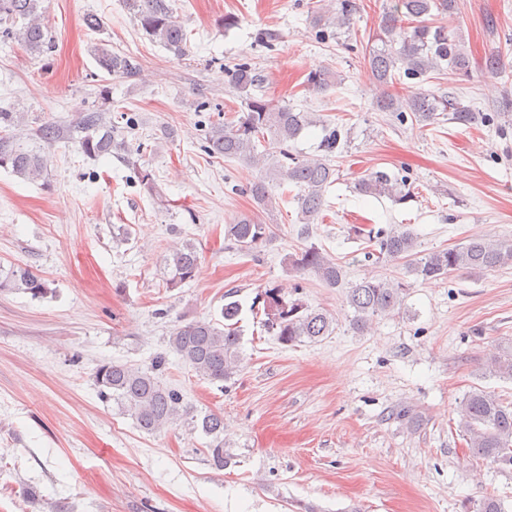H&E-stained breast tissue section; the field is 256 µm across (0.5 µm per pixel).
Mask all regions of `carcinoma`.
Wrapping results in <instances>:
<instances>
[{
	"mask_svg": "<svg viewBox=\"0 0 512 512\" xmlns=\"http://www.w3.org/2000/svg\"><path fill=\"white\" fill-rule=\"evenodd\" d=\"M41 0H0V36L19 42L33 55L52 49L51 35L42 23ZM140 29L177 56L185 54L188 33L175 16L170 0H126ZM360 10L356 0H338L334 25L341 29L351 24ZM457 11V0H394L380 20V33L387 37L380 48L364 56L367 69L382 87L376 100L380 112H410L422 124L434 123L448 114L462 126L474 124L476 113L449 94L415 92L404 99L389 93L388 87L401 77L416 79L435 72L450 78L469 76L471 61L464 38L450 34L446 26L436 24ZM91 53L101 70L108 75L134 79L139 67L133 56L112 51L104 41L95 43ZM481 70L491 76L502 73L500 54L491 50L484 56ZM229 83L245 95V112L231 121H217L205 130V148L224 158L245 159L252 163L273 161L272 172L280 186L291 184L299 189L295 200L299 221L309 230L325 203L326 189L336 175L325 157L300 158L289 152L287 143L311 124L306 112H296L275 103L264 92L265 78L247 64L225 69ZM334 79L327 69L315 70L306 79L307 89L319 91ZM24 123L21 112L0 110V168L9 169L25 179L38 178L47 172V156L19 143L14 128ZM36 139L52 145L66 140L79 146L87 157L116 154L131 163V150L124 128L108 120L103 112L84 113L77 122L64 127L56 122L41 125ZM263 151H258V147ZM360 193L388 196L404 201L398 182L384 172L367 175L357 183ZM254 200L262 208L272 206L265 182L250 187ZM225 236L243 252L257 249L269 236V226L244 216L225 228ZM379 254L390 260H406V272L423 279L444 278L468 270L494 271L512 267V238H471L465 244L415 253L416 239L401 228L379 230L375 235ZM295 269L314 273L323 283L336 287L342 282V266L316 245H310L291 258ZM200 253L197 246L185 243L165 258L166 286L176 289L193 280L198 273ZM23 292L34 299L53 293L50 281L28 265L0 263V294ZM404 284L398 280L363 279L347 290L346 300L354 310L352 328L360 333L375 316L388 315L403 305ZM267 332L283 345L317 342L331 335L334 319L319 309H306L297 302H287L280 290L264 293ZM238 302L224 304L220 320L199 319L176 327L168 345L179 359L198 376L211 383H222L236 372L241 354ZM489 373L512 380V351L488 362ZM95 385L102 397L112 400L118 411L131 417L136 425L157 433L183 420L194 430L209 437L211 463L224 467V417L208 411L182 408L180 393L167 388L154 375L153 368L142 370L122 363L106 362L93 372ZM460 426L467 436L469 449L481 458L512 462V403H505L476 389L468 392L458 406Z\"/></svg>",
	"mask_w": 512,
	"mask_h": 512,
	"instance_id": "carcinoma-1",
	"label": "carcinoma"
}]
</instances>
